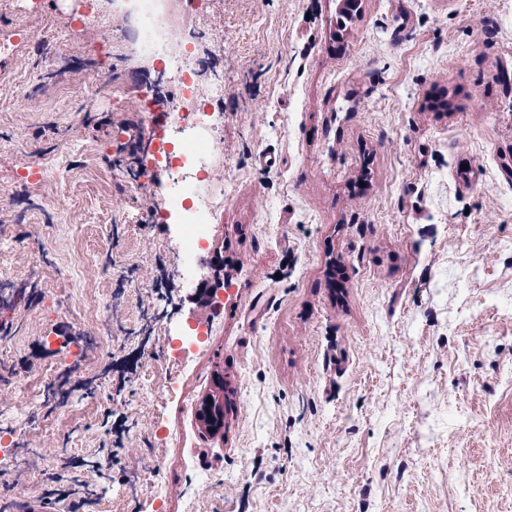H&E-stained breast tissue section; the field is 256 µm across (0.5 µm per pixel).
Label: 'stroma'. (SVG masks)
I'll list each match as a JSON object with an SVG mask.
<instances>
[{"mask_svg": "<svg viewBox=\"0 0 512 512\" xmlns=\"http://www.w3.org/2000/svg\"><path fill=\"white\" fill-rule=\"evenodd\" d=\"M337 4L196 0L181 27L208 35L201 91L224 83L199 187L223 313L178 359L200 270L168 171L135 168L180 139L140 94L177 88L107 0L104 61L60 42L69 0H0V512L70 458L58 512H512V0H362L342 29ZM44 157L60 176L22 183ZM216 390L213 393L208 394L206 398L201 402L200 409L197 413V419L201 424H206L209 426L210 423L221 422L222 427L224 428V377L220 381L215 382ZM208 397H211L212 403L208 402ZM210 405V408H206L207 405ZM203 415V419L199 417ZM208 415H211V418H208ZM210 421V422H209Z\"/></svg>", "mask_w": 512, "mask_h": 512, "instance_id": "35a3bbf8", "label": "stroma"}]
</instances>
